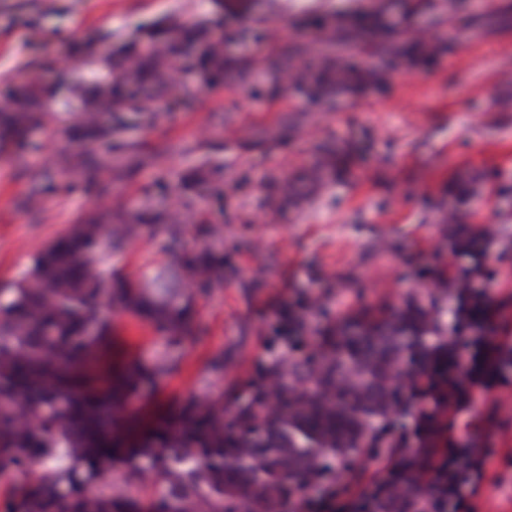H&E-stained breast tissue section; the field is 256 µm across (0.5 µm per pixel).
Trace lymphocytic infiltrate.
Segmentation results:
<instances>
[{
  "instance_id": "f902f5d3",
  "label": "lymphocytic infiltrate",
  "mask_w": 512,
  "mask_h": 512,
  "mask_svg": "<svg viewBox=\"0 0 512 512\" xmlns=\"http://www.w3.org/2000/svg\"><path fill=\"white\" fill-rule=\"evenodd\" d=\"M467 319L475 338L465 381H458L455 375L457 354L452 347L426 374L431 404L420 408V416L441 417L445 424L425 429L412 450L415 480L424 490L416 512H475L465 488L470 478L483 473L488 456L482 446L484 427L481 421L468 419L463 430L467 445L461 448L449 425L469 412L463 386H488L499 370L502 353L512 349V319L487 304L474 306ZM401 454V449H386L377 467L364 474L363 485L352 486L344 501L319 500V512H369L371 491L386 486L388 477L395 475Z\"/></svg>"
}]
</instances>
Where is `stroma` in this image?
Listing matches in <instances>:
<instances>
[{"label":"stroma","mask_w":512,"mask_h":512,"mask_svg":"<svg viewBox=\"0 0 512 512\" xmlns=\"http://www.w3.org/2000/svg\"><path fill=\"white\" fill-rule=\"evenodd\" d=\"M383 12L393 41L422 37L437 45L434 61L394 72L359 95L337 91L322 105L288 94L255 96L239 82L202 89L187 108L153 128L131 123L124 133L154 157L152 165L113 183V205L137 211L181 210L183 249L202 241L201 224L224 227V285L195 306L197 335L181 348L178 372L127 406L143 412L190 393L223 392L232 412L248 396L259 364L281 353L276 309L306 303L310 328L336 322L337 301L354 311L391 310L416 299L438 313L443 333L457 321L458 298L446 281L471 266L449 253L448 231L491 229L481 274L470 288L512 316V0H0V88L39 78L56 88L52 112L39 116L23 155L0 153V287L26 277L34 255L95 206L94 194L60 167L73 117L64 106L77 44L105 55L116 41L167 14L191 24L211 21L228 54L255 67L284 46L332 37L362 69L384 67L380 43L343 26L346 17ZM339 18L332 33L319 19ZM350 152L343 172L323 170L326 149ZM207 163L223 190L182 210L177 175ZM482 185L470 196V182ZM41 189V209L26 199ZM166 225L114 252L109 269L151 280L173 265ZM127 355L150 359L159 342L127 313L112 316ZM224 354V371L207 364ZM486 418L492 455L474 488L476 512H512V367L490 390L468 392ZM497 408H488L487 397Z\"/></svg>","instance_id":"stroma-1"}]
</instances>
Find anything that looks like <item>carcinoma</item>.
<instances>
[{"label":"carcinoma","mask_w":512,"mask_h":512,"mask_svg":"<svg viewBox=\"0 0 512 512\" xmlns=\"http://www.w3.org/2000/svg\"><path fill=\"white\" fill-rule=\"evenodd\" d=\"M436 47L416 40L393 53L394 67L428 63ZM302 50L269 63L264 81L253 64L226 55L208 21L190 28L169 15L95 58L85 67L112 72V82L75 85L79 103L76 150L60 163L85 182L107 175L121 181L147 165L122 140L130 116L154 127L167 112L193 99L196 85L171 78L174 64L203 69L209 84L233 72L244 85L276 98L293 88L321 103L338 88L374 86L386 71L364 72L323 47L319 61L297 65ZM40 79L0 94V149L22 147L36 112H51ZM105 144L117 161L96 152ZM182 204L221 193L207 165L179 174ZM153 224L180 236V215L145 204L131 213L100 207L34 257L29 275L0 299V512H293L308 489H336L334 463L352 470L369 448L379 454L384 433L404 402L414 375L405 364L433 359L448 343L433 315L412 299L388 314L369 309L313 329L317 352L282 355L248 381L249 397L224 420V393H190L149 414L116 413L126 399L155 387L180 364L178 350L192 332L197 296L224 286V226L199 229L206 245L152 280L104 271L112 252ZM147 321L164 341L150 361L112 360L118 337L103 311ZM307 327L302 310L288 312L281 339L293 344ZM418 497L413 478L397 480L377 512Z\"/></svg>","instance_id":"carcinoma-1"}]
</instances>
